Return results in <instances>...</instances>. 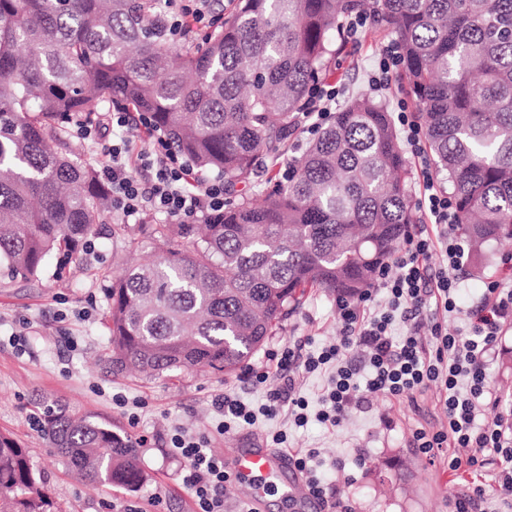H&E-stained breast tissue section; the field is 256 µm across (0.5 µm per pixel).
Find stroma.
<instances>
[{"instance_id": "35a3bbf8", "label": "stroma", "mask_w": 512, "mask_h": 512, "mask_svg": "<svg viewBox=\"0 0 512 512\" xmlns=\"http://www.w3.org/2000/svg\"><path fill=\"white\" fill-rule=\"evenodd\" d=\"M385 45L382 39L355 42L356 69L337 71L332 85L347 96L369 91L370 71ZM165 221L151 211L129 221L107 214L92 238L93 248L59 281L48 275L38 281L13 280L0 273V433L27 448L55 512H112L113 506L127 504L140 512H195L179 479L183 462L170 451L174 433L205 436L225 456L242 439L264 440L279 430L287 432L289 447L320 449L319 475L335 484L352 512H449L472 474L449 471L440 459L423 460L409 446L415 429L436 430L448 422L436 389L418 394L413 404L404 397L376 395L370 411L351 410L333 431L314 420L301 428L289 426L282 410L227 434L215 399L232 393L255 408L265 401L263 388L245 383L242 373L225 376L199 368L159 379L106 373L105 284L123 264L156 256L154 241L143 235L131 238L130 229ZM339 334L334 297L311 291L267 344L308 340L317 348L335 342ZM487 387L512 404V326L503 329ZM44 397L95 414L138 441L148 475L143 487L129 493L81 481L54 456L40 430L33 403Z\"/></svg>"}]
</instances>
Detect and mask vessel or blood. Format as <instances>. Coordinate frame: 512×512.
Listing matches in <instances>:
<instances>
[{
	"label": "vessel or blood",
	"instance_id": "b4317fda",
	"mask_svg": "<svg viewBox=\"0 0 512 512\" xmlns=\"http://www.w3.org/2000/svg\"><path fill=\"white\" fill-rule=\"evenodd\" d=\"M228 469L237 483L281 490L291 512H316L321 506L319 500L295 482L297 469L287 454H271L258 440L236 448Z\"/></svg>",
	"mask_w": 512,
	"mask_h": 512
}]
</instances>
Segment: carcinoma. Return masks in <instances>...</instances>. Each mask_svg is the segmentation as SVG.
<instances>
[{
  "label": "carcinoma",
  "instance_id": "obj_1",
  "mask_svg": "<svg viewBox=\"0 0 512 512\" xmlns=\"http://www.w3.org/2000/svg\"><path fill=\"white\" fill-rule=\"evenodd\" d=\"M158 0H0V267L41 279L79 259L107 209L75 121L147 112L197 169L224 179V215L145 224L157 259L110 279L114 376L205 367L231 375L311 289L356 295L410 224L406 161L388 102L347 97L292 165L254 195L256 157L279 158L310 86L351 56L360 12L397 42L400 81L476 258L512 245V0H236L220 29L179 46ZM53 452L92 485L136 492L137 443L39 401ZM0 512H53L26 450L0 433Z\"/></svg>",
  "mask_w": 512,
  "mask_h": 512
}]
</instances>
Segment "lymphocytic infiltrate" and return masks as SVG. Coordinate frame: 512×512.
I'll list each match as a JSON object with an SVG mask.
<instances>
[{
  "instance_id": "1",
  "label": "lymphocytic infiltrate",
  "mask_w": 512,
  "mask_h": 512,
  "mask_svg": "<svg viewBox=\"0 0 512 512\" xmlns=\"http://www.w3.org/2000/svg\"><path fill=\"white\" fill-rule=\"evenodd\" d=\"M159 18L169 35H185L192 26L209 23V0H184L169 11L162 0ZM109 162L101 173L112 188V205L124 218L152 210L189 224L224 212V185L201 181L163 141L139 147L119 138L102 144ZM147 174L139 181L129 167ZM419 205L428 223L409 225L402 246L376 271L357 297L336 299L340 334L317 352L284 343L271 354V371H247L245 380L266 389L263 410L287 409L295 425L307 423L308 401L296 393L298 376L332 370L330 386L320 399L319 422L338 427L352 408L377 394L414 397L436 388L447 416L446 427L415 430L410 445L427 460L444 457L452 471L472 470L493 477L499 488L500 512H512V426L503 416L479 424L478 410L499 408L501 399L487 388L488 369L496 356L504 325L512 322V289L488 279L481 299L459 304V271L466 249L456 235L455 201L433 175H425ZM464 313L465 330H449L446 315ZM277 386H269L270 378ZM172 453L185 460L180 473L196 512H224V490L231 474L206 438L180 433Z\"/></svg>"
}]
</instances>
